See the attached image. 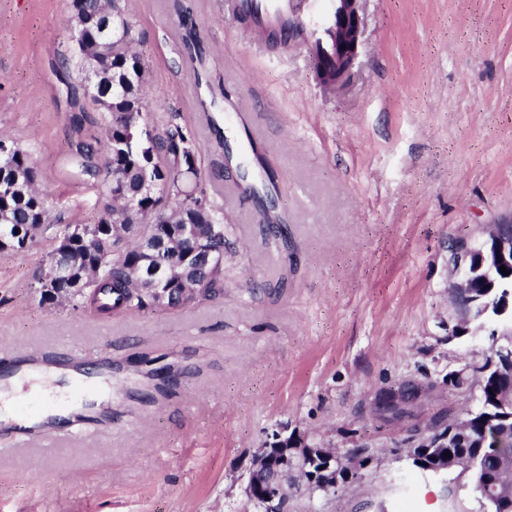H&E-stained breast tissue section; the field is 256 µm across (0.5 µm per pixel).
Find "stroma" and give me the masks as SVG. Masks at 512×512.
Instances as JSON below:
<instances>
[{
    "mask_svg": "<svg viewBox=\"0 0 512 512\" xmlns=\"http://www.w3.org/2000/svg\"><path fill=\"white\" fill-rule=\"evenodd\" d=\"M183 2L203 50L193 69L174 0L128 8L149 122L195 133L201 186L224 207V294L104 318L42 299L53 232L0 251V365L30 346L112 364L86 436L51 425L15 448L0 434V512H255L243 479L280 426L363 462L345 486L289 489L287 512H483L468 474L421 475L407 451L435 413L479 407L475 368L492 333L512 331L460 333L451 262L453 243L512 217V0H359L355 68L334 88L311 61L251 44L224 0ZM71 15L72 0H0V136L31 152L56 223L90 224L103 198L67 159L81 138L98 162L108 149L101 110L70 104ZM244 173L278 187L287 242L266 241ZM145 356L178 386L157 392ZM408 382L427 390L416 419L382 420V395Z\"/></svg>",
    "mask_w": 512,
    "mask_h": 512,
    "instance_id": "obj_1",
    "label": "stroma"
}]
</instances>
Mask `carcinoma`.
Here are the masks:
<instances>
[{"mask_svg":"<svg viewBox=\"0 0 512 512\" xmlns=\"http://www.w3.org/2000/svg\"><path fill=\"white\" fill-rule=\"evenodd\" d=\"M73 9L86 14L107 12L110 28L105 32L109 40L103 41L99 32L85 33L81 47L74 48L79 59L98 52V45L108 47L101 67L108 75V86L93 84L92 100L104 112L107 122L108 150L104 182L107 202L102 209L123 205L115 197V188L122 187L129 194L131 209L125 211L121 226L111 234L104 227L103 216L96 220L98 240L95 248L77 241L71 252L56 257L59 247L45 256V261L58 258L61 277L69 274L72 262L89 277V288L77 292L68 301L77 306H91L101 315L115 312L141 311L152 305L143 291L144 285L131 277V268L138 262H150L152 257L138 251L137 242L129 234L131 224H150L160 211H165L174 224H202L211 234L212 266L209 276L196 285L193 298L202 301L214 299L224 293V208L208 199L200 189L201 168L187 167L186 155H200L202 147L196 135L177 123L163 129L148 124L139 127L130 124L127 113L146 111V66L141 55L133 50L137 38L136 25L129 13L127 0H72ZM186 33L182 36L183 54L194 61L200 49L188 19H182ZM7 144L8 153L0 156V169L11 167L32 172L27 188L11 195L0 193V237L15 234V230L33 228L49 223L52 207L46 194L38 191L37 168L30 153L0 138ZM92 143L80 141L71 153L70 163L74 176L93 187L98 186L102 168L95 161ZM504 275L496 273L482 278L464 303L472 312L478 302L492 301ZM481 374V407L468 411L455 422L467 427L464 440L450 442V452L476 461L470 470L474 491L487 503L493 500L485 489L477 485L483 479L496 477L512 483V472L502 464L512 460V418L501 414L494 403L495 394L509 385V378L498 374L492 366V357L474 368Z\"/></svg>","mask_w":512,"mask_h":512,"instance_id":"1","label":"carcinoma"}]
</instances>
